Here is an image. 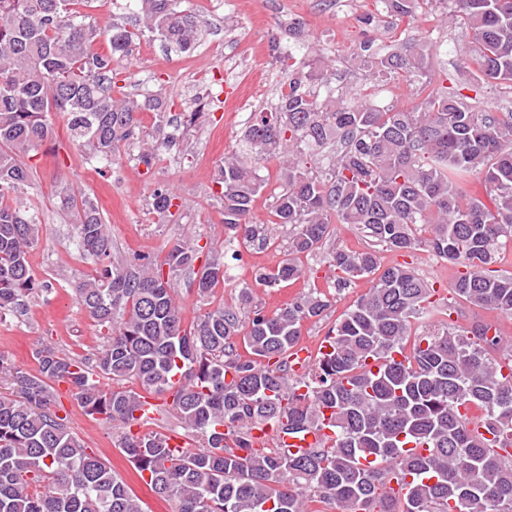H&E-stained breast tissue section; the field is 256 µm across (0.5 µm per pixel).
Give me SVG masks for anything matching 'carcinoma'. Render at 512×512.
Instances as JSON below:
<instances>
[{
	"label": "carcinoma",
	"instance_id": "1",
	"mask_svg": "<svg viewBox=\"0 0 512 512\" xmlns=\"http://www.w3.org/2000/svg\"><path fill=\"white\" fill-rule=\"evenodd\" d=\"M450 5L473 31L468 64L486 79L512 84V0H381L390 16L417 17L428 2ZM137 33L149 32L176 54L194 51L206 22L184 0H133ZM78 0H0V317L23 315L44 290L29 249L38 242L37 208L20 207L29 184L26 158L54 135L61 114L74 144L105 166L138 145L151 172L158 152L184 131L166 120L170 101L157 89L124 93L114 67L133 33L101 29L75 9ZM422 38L398 53L365 39L355 55L386 79L436 81ZM305 60L281 84L277 101L248 122L234 152L217 165L224 229L242 244L271 241L254 203L266 186L260 171L278 162L282 190L273 223L290 228L291 258L260 281L274 288L306 277L300 256L348 224L394 251L427 247L465 268L451 285L472 306L512 316V273L495 268L512 243V112H478L454 87L439 85L417 108L377 106L358 89L336 94L330 61L308 45ZM278 39L271 51L279 56ZM152 112L145 130L140 114ZM321 159L323 169L308 162ZM484 175L487 201L466 198L470 177ZM59 210L74 225L79 256L101 271L75 286L103 345L89 357L35 350L27 370L0 355L18 394L0 393V512H145L141 499L74 435L54 410L56 385L91 418L121 425L118 446L176 512H512V344L491 323L425 324L435 289L413 268L384 267L376 250L334 247L333 285L315 286L272 313L252 306V289L185 324L173 280L193 275L199 297L228 281L225 253L187 238L164 263L145 254L112 258V230L91 196L59 186ZM151 205L161 217L180 197L157 185ZM427 237H420V232ZM358 277L371 286L336 319L312 375L292 374L291 350L307 321L331 307V289ZM508 362L509 372L502 371ZM132 380L141 391L126 388ZM146 397L172 398L188 439L141 432ZM478 405L485 414L461 410ZM329 420L335 438L292 453L272 440L257 448L254 423L290 435ZM413 442L427 448L416 454ZM373 456V467L360 459ZM412 477L406 493L388 495L385 480Z\"/></svg>",
	"mask_w": 512,
	"mask_h": 512
}]
</instances>
